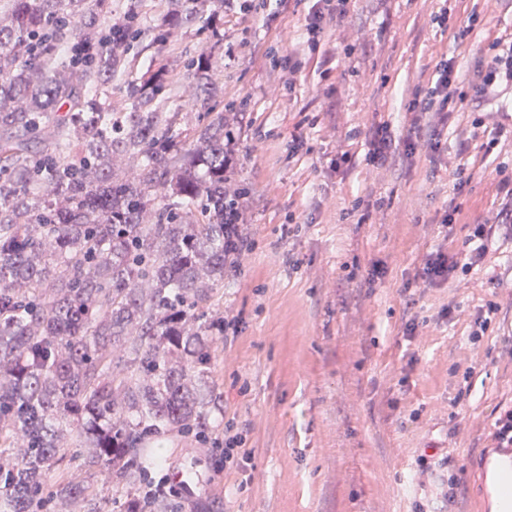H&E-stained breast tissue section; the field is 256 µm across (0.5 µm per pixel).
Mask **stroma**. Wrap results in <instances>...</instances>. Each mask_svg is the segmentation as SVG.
<instances>
[{
	"mask_svg": "<svg viewBox=\"0 0 512 512\" xmlns=\"http://www.w3.org/2000/svg\"><path fill=\"white\" fill-rule=\"evenodd\" d=\"M307 9L270 0L263 13L226 12L221 41L174 35L184 55L218 60L220 104L245 115L235 186L252 246L210 306L239 319L237 336L211 339L212 423L202 439L166 437L147 479L165 482L172 512H481L474 472L512 406V239L453 281L403 286L430 252L467 253L473 225L505 207L496 169L512 170V136L484 155L488 134L459 114L440 126L438 151L378 168L366 154L377 125L403 141L410 92L448 51L434 16L446 9L469 27L472 66L487 37L512 40V0H349L315 54ZM287 56L299 63L289 89L275 65ZM460 165L470 182L459 194ZM452 202L457 219L442 225ZM375 266L385 274L373 280ZM480 317L490 326L475 343ZM228 421L251 451L232 471L216 446ZM71 454L73 474L119 512L126 491L111 469L85 470L88 449Z\"/></svg>",
	"mask_w": 512,
	"mask_h": 512,
	"instance_id": "1",
	"label": "stroma"
}]
</instances>
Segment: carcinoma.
Wrapping results in <instances>:
<instances>
[{"mask_svg":"<svg viewBox=\"0 0 512 512\" xmlns=\"http://www.w3.org/2000/svg\"><path fill=\"white\" fill-rule=\"evenodd\" d=\"M113 2L7 0L0 15V455L24 448L0 474V512H48L51 475L55 495L103 512L95 487L68 476L64 431L93 449L88 466L137 485L145 441L204 433L215 404L204 378L223 318L205 313L231 271L224 113L208 111L218 61L187 64L194 124L161 107L167 66L127 83L126 112L96 91L143 36L166 58L173 29L205 15L218 33L224 0H162L149 22Z\"/></svg>","mask_w":512,"mask_h":512,"instance_id":"obj_1","label":"carcinoma"}]
</instances>
